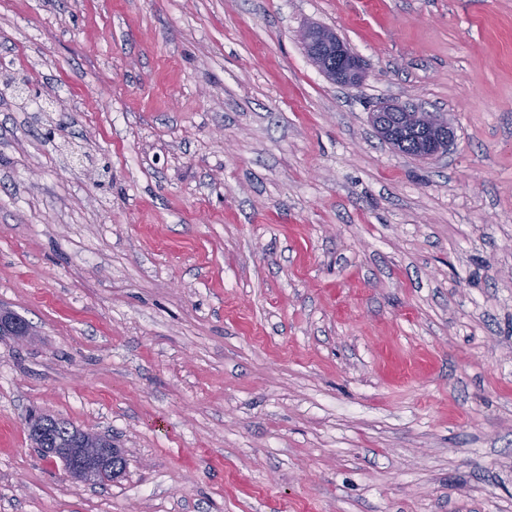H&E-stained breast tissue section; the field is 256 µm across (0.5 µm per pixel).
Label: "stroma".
<instances>
[{
  "label": "stroma",
  "mask_w": 512,
  "mask_h": 512,
  "mask_svg": "<svg viewBox=\"0 0 512 512\" xmlns=\"http://www.w3.org/2000/svg\"><path fill=\"white\" fill-rule=\"evenodd\" d=\"M0 308V512H512V0H0ZM301 42L316 65L326 69L341 86H358L364 79L362 60L335 33L309 26L301 33ZM408 108V107H407ZM405 105L388 102L383 103L373 110L372 122L374 126L390 140H399L386 123L384 112H415L407 110ZM430 122L432 124V133L425 141V130L410 128L407 135L401 139V141L406 143L405 147L391 145L404 154L416 157L415 146L418 142L423 141L420 147V158L424 160L437 158L452 142L454 132L451 126H449L448 121L442 119L439 115H431ZM45 423L43 426L44 442L41 448H46L52 458L69 456V462L64 465L69 477L82 483H100L115 479L119 472V459L123 456L120 448H112V440L102 436L111 448H93L87 432L78 443L77 448H62L81 430L71 426L68 422L57 420L50 416H40Z\"/></svg>",
  "instance_id": "stroma-1"
}]
</instances>
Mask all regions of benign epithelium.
I'll list each match as a JSON object with an SVG mask.
<instances>
[{
  "mask_svg": "<svg viewBox=\"0 0 512 512\" xmlns=\"http://www.w3.org/2000/svg\"><path fill=\"white\" fill-rule=\"evenodd\" d=\"M301 42L308 49L315 64L326 69L333 81L341 86H357L365 76L362 60L354 54L336 34L320 27L309 26L301 33ZM407 108L398 103L388 102L373 110L374 126L390 140H397L386 123L385 113L405 112ZM431 135L420 147V158L435 159L441 155L454 138L448 121L431 115ZM48 455L59 458L69 456L65 471L72 479L82 483H100L117 477L119 459L123 452L119 448H95L89 436H84L75 448H49Z\"/></svg>",
  "mask_w": 512,
  "mask_h": 512,
  "instance_id": "benign-epithelium-1",
  "label": "benign epithelium"
}]
</instances>
